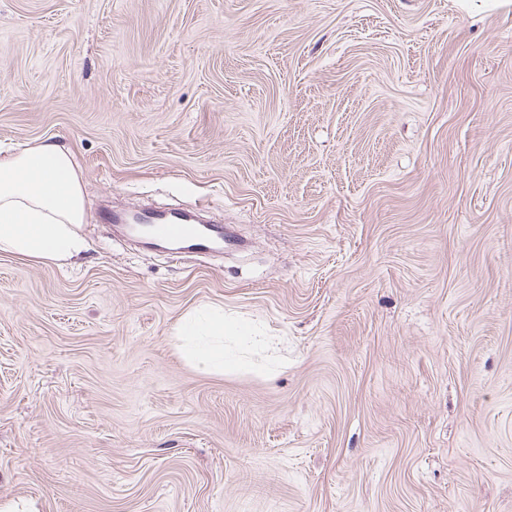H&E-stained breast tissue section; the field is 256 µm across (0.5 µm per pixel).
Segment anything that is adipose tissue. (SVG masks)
Returning <instances> with one entry per match:
<instances>
[{
    "mask_svg": "<svg viewBox=\"0 0 512 512\" xmlns=\"http://www.w3.org/2000/svg\"><path fill=\"white\" fill-rule=\"evenodd\" d=\"M79 171L70 152L55 142L28 145L0 157V252L63 265L85 247ZM224 315H191L178 329L196 367L212 373L233 365L224 354Z\"/></svg>",
    "mask_w": 512,
    "mask_h": 512,
    "instance_id": "ef3b65f1",
    "label": "adipose tissue"
}]
</instances>
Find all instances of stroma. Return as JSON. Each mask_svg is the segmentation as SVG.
Segmentation results:
<instances>
[{
    "mask_svg": "<svg viewBox=\"0 0 512 512\" xmlns=\"http://www.w3.org/2000/svg\"><path fill=\"white\" fill-rule=\"evenodd\" d=\"M49 138L88 249L0 254V504L512 512V0H0V145ZM203 304L276 348L200 372ZM147 224H135L137 231L129 232L140 238L148 248H164L172 254L182 256L194 254L206 256L214 252H224V227H207L205 224H177L174 219L164 215L145 213L142 217ZM172 241L179 242L178 247H170Z\"/></svg>",
    "mask_w": 512,
    "mask_h": 512,
    "instance_id": "35a3bbf8",
    "label": "stroma"
}]
</instances>
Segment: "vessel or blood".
Listing matches in <instances>:
<instances>
[{"mask_svg": "<svg viewBox=\"0 0 512 512\" xmlns=\"http://www.w3.org/2000/svg\"><path fill=\"white\" fill-rule=\"evenodd\" d=\"M136 235L149 248H173L176 255L206 256L224 249L222 227L201 224H178L174 219L152 213L144 214Z\"/></svg>", "mask_w": 512, "mask_h": 512, "instance_id": "1", "label": "vessel or blood"}]
</instances>
